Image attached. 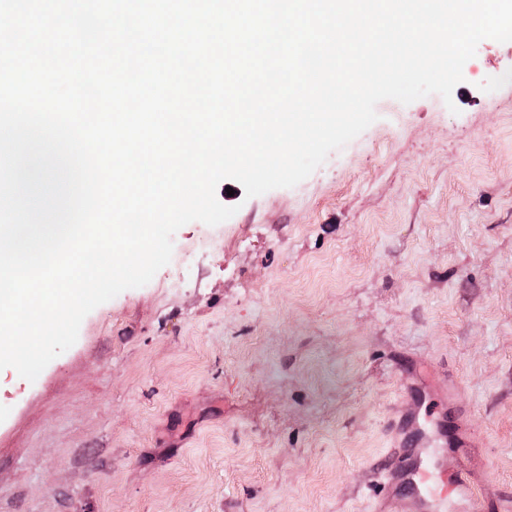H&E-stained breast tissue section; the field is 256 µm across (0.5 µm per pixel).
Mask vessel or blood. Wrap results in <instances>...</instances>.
<instances>
[{
  "instance_id": "obj_1",
  "label": "vessel or blood",
  "mask_w": 512,
  "mask_h": 512,
  "mask_svg": "<svg viewBox=\"0 0 512 512\" xmlns=\"http://www.w3.org/2000/svg\"><path fill=\"white\" fill-rule=\"evenodd\" d=\"M432 430H420L417 438H402L390 450L385 473L387 488H402L417 498L421 512H438L451 503L453 512H473L475 498L465 469H448L432 446Z\"/></svg>"
}]
</instances>
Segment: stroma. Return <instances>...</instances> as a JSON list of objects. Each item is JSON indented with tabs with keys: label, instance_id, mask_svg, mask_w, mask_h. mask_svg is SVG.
<instances>
[{
	"label": "stroma",
	"instance_id": "obj_1",
	"mask_svg": "<svg viewBox=\"0 0 512 512\" xmlns=\"http://www.w3.org/2000/svg\"><path fill=\"white\" fill-rule=\"evenodd\" d=\"M512 42L378 119L152 280L35 381L0 370V512H420L381 482L433 420L475 512L512 498ZM456 388H448V377ZM475 446L457 447L455 408Z\"/></svg>",
	"mask_w": 512,
	"mask_h": 512
}]
</instances>
